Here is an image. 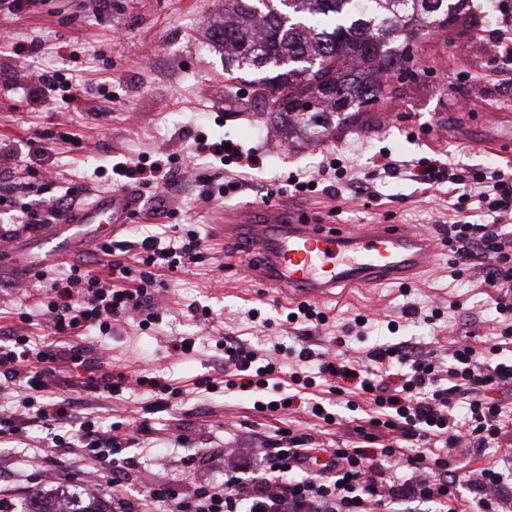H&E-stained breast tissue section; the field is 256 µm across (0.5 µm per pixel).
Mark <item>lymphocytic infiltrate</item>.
Wrapping results in <instances>:
<instances>
[{
	"label": "lymphocytic infiltrate",
	"mask_w": 512,
	"mask_h": 512,
	"mask_svg": "<svg viewBox=\"0 0 512 512\" xmlns=\"http://www.w3.org/2000/svg\"><path fill=\"white\" fill-rule=\"evenodd\" d=\"M416 178L434 188L453 184L450 205L456 219L448 226L449 266L453 275L479 270L485 284L498 292L495 308L512 316V172L502 168L442 166L419 162ZM478 220H470V211ZM134 263L112 258V246L100 247L108 262L91 270L72 264L62 277H49L44 312L48 341L36 342L27 327L9 326L0 338V399H14L0 408V437H20L33 428L67 424L78 428L77 454L84 467L112 464V512H410L436 504L438 512H504L511 502L506 488L512 466L502 470H470L475 493L461 500L451 456L461 448H486L512 442V405L493 398V391L512 384V360L479 361L475 346L462 343L451 353L452 366L423 355L416 347L377 344L366 354V366L345 358L316 359L311 349L299 351L290 382L301 389L316 379L334 378L332 395L344 394L342 378L358 382L373 406L367 420L348 428L357 439L352 447H328L312 434L289 432L271 436L265 447L250 451L251 473L231 475L223 485H199L184 491L176 483L151 489L148 495L127 494L120 452L144 434V426L119 431L91 420L75 398L45 409L42 400L58 379L68 386L107 394L117 392L111 375L98 374L84 356L86 329L101 333L113 322L132 318L151 298L154 272L177 270L194 262L201 247L198 232L162 241L150 235L140 243ZM142 271H134V264ZM281 346L249 348L236 338L224 339V382L228 389L260 391L281 371ZM315 364L316 376L306 375Z\"/></svg>",
	"instance_id": "f902f5d3"
}]
</instances>
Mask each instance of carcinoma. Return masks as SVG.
<instances>
[{"instance_id":"carcinoma-1","label":"carcinoma","mask_w":512,"mask_h":512,"mask_svg":"<svg viewBox=\"0 0 512 512\" xmlns=\"http://www.w3.org/2000/svg\"><path fill=\"white\" fill-rule=\"evenodd\" d=\"M224 0L209 37L224 50V76H251L255 112L282 134L345 121L382 94L383 78L410 65L402 46L414 27L448 25L464 0ZM56 512H108L69 498Z\"/></svg>"}]
</instances>
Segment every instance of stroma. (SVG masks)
<instances>
[{
  "instance_id": "obj_1",
  "label": "stroma",
  "mask_w": 512,
  "mask_h": 512,
  "mask_svg": "<svg viewBox=\"0 0 512 512\" xmlns=\"http://www.w3.org/2000/svg\"><path fill=\"white\" fill-rule=\"evenodd\" d=\"M223 8L222 0H32L22 10L0 0V179L10 176L26 140L49 134L52 151L37 174L17 190L15 211L0 222L16 225L10 256L0 259V312L27 314L41 328L43 280L26 266L41 257L54 225L46 221L55 198L72 191L77 205L119 187L121 163L159 164L156 186L140 190L136 214L117 229L113 243L133 244L166 230L198 231L196 262L157 272L151 309L116 322L108 336L87 337L86 355L107 347L111 374H125L122 392L83 393L88 413L120 427L146 424L144 447H130L127 488L144 494L168 482L190 489L225 478L224 451L236 449L244 463L255 439L274 428L313 434L328 443L342 437L343 425L365 416L372 406L355 395L357 411L339 396L335 424L307 411L306 401L328 385L304 390V402L271 412L253 407L249 394L225 389V336L245 345L280 344L294 350L364 356L371 347L410 341L445 358L460 342L479 353L501 342L507 324L494 309V289L480 276H452L448 249L440 247L434 266L409 285L340 288L321 302L322 325L288 322L293 304L251 279L235 248L213 230L239 207L277 206L305 224H402L415 233L442 237L452 220L448 190H425L410 174L381 173L385 158L455 160L482 168L512 166V76L497 71L501 49L492 37L498 21L483 8L464 4L457 22L422 30L415 46L413 75L394 77L374 104L348 122L333 124L318 138L286 142L256 135L264 119L242 95L227 92L224 59L205 28ZM59 74L61 88L35 99L39 74ZM227 140L258 162L222 164L211 151ZM338 159L346 176L339 182L319 176L323 160ZM317 179L314 192L290 195L288 178L297 171ZM236 181L219 193L216 177ZM37 212L43 225L21 229L24 210ZM457 302L435 324L422 320L431 307ZM420 308L417 316L406 306ZM380 315L376 329L356 326V315ZM192 350H184V343ZM217 381L199 392L202 378ZM181 394L168 408L153 412L158 387ZM75 455L58 450L48 474H0L12 490L16 512H27L47 495L75 491Z\"/></svg>"
}]
</instances>
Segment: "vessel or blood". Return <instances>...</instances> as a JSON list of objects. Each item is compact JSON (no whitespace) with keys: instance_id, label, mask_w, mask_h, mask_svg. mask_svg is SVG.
<instances>
[{"instance_id":"b4317fda","label":"vessel or blood","mask_w":512,"mask_h":512,"mask_svg":"<svg viewBox=\"0 0 512 512\" xmlns=\"http://www.w3.org/2000/svg\"><path fill=\"white\" fill-rule=\"evenodd\" d=\"M138 197L108 192L76 213L62 216L44 254L45 263L62 261L80 237L103 238L136 211ZM225 237L240 241L250 261L246 271L291 299L320 300L340 287L378 281H408L435 256L431 237L404 233L396 224H353L348 230H322L296 223L292 214L273 210L266 223L235 216L221 225Z\"/></svg>"}]
</instances>
